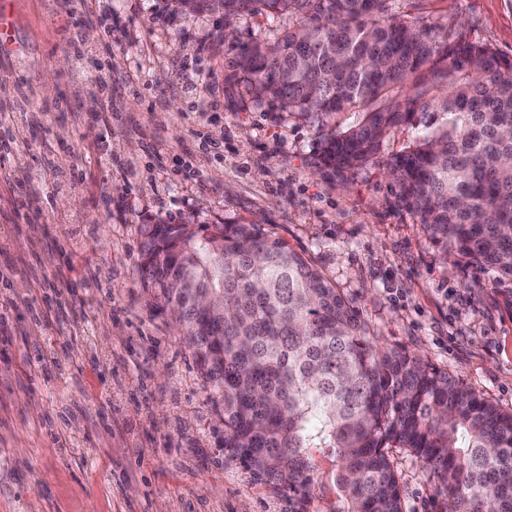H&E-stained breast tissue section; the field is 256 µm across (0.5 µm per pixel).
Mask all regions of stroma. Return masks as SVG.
I'll list each match as a JSON object with an SVG mask.
<instances>
[{
  "label": "stroma",
  "mask_w": 512,
  "mask_h": 512,
  "mask_svg": "<svg viewBox=\"0 0 512 512\" xmlns=\"http://www.w3.org/2000/svg\"><path fill=\"white\" fill-rule=\"evenodd\" d=\"M512 56V0H390ZM0 512H290L224 453L218 397L140 279L145 224L280 236L415 351L512 410V281L444 258L387 159L328 174L317 121L258 104L223 24L177 0H0ZM95 23L92 37L84 27ZM405 512H445L395 452Z\"/></svg>",
  "instance_id": "obj_1"
}]
</instances>
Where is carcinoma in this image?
<instances>
[{
    "mask_svg": "<svg viewBox=\"0 0 512 512\" xmlns=\"http://www.w3.org/2000/svg\"><path fill=\"white\" fill-rule=\"evenodd\" d=\"M243 21L263 5L276 36L227 31L231 77L290 112H354L320 127L342 173L423 125L387 160L400 206L443 253L512 280V58L388 12L387 0H181ZM297 23H288V18ZM140 276L218 392L224 452L291 512L315 498L311 452L334 462L339 512H404L400 448L436 481L446 512H512V411L421 356L372 342L354 304L258 224H145ZM215 306L200 311L196 298Z\"/></svg>",
    "mask_w": 512,
    "mask_h": 512,
    "instance_id": "1",
    "label": "carcinoma"
}]
</instances>
